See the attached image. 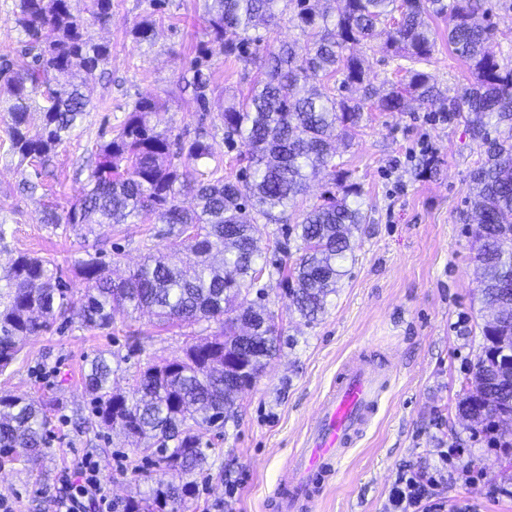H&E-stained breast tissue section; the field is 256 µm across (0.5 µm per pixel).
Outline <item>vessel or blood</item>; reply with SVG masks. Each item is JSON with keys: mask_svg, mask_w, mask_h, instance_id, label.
<instances>
[{"mask_svg": "<svg viewBox=\"0 0 512 512\" xmlns=\"http://www.w3.org/2000/svg\"><path fill=\"white\" fill-rule=\"evenodd\" d=\"M395 374L394 364L364 357L341 368L274 490V512H314L326 480L363 436Z\"/></svg>", "mask_w": 512, "mask_h": 512, "instance_id": "1", "label": "vessel or blood"}]
</instances>
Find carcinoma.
Wrapping results in <instances>:
<instances>
[{
	"instance_id": "1",
	"label": "carcinoma",
	"mask_w": 512,
	"mask_h": 512,
	"mask_svg": "<svg viewBox=\"0 0 512 512\" xmlns=\"http://www.w3.org/2000/svg\"><path fill=\"white\" fill-rule=\"evenodd\" d=\"M281 2L204 0L210 42L227 58L249 61L252 47L262 41L251 31L275 23L283 13ZM332 2L331 13L315 10L309 0H288L290 21L302 39L269 51L247 96L221 113L224 144L231 148L238 138L250 147L236 180L214 171L209 179L190 180L182 159L216 160L215 142L202 126L191 139L156 130L149 115L158 103L145 100L95 152L83 197L64 216L48 204L39 217L42 224H67L86 233L96 224H143L156 217L177 229L172 248L189 254L184 264L153 256L115 282L98 255L90 254L79 264L86 287L76 302L48 258L20 255L4 276L1 371L27 340L75 309L93 330L108 329L117 316L144 308L162 326L222 320L221 335L191 344L183 357L161 365L146 362L125 394L112 390L116 369L110 359L100 353L90 361L84 382L95 420L89 424L154 440L153 465L172 476L131 500L127 512H180L190 485L175 478L206 465L205 434L224 427L234 414L230 385H250L280 350L275 313L247 302L242 293H250L261 276L276 275L286 285L288 309L309 321L325 312L353 258L352 230L366 223L361 189L346 182L336 161L335 137L353 139L363 128L364 112H404L410 99L429 112L431 122L463 123L486 145L485 157L467 175L466 199L482 224L475 255L481 299L496 318L482 328L485 354L466 379L458 411L471 427L495 433V447L512 448V431L505 428V422L512 423V67L488 50L496 37L489 9L484 0ZM87 11L106 25L112 0H88ZM437 18L448 21V49L468 68L467 83L456 90L442 88L423 69L443 45L432 26ZM13 20L27 40L19 54L0 57V83L12 94L11 148L19 164L43 165L92 106L91 91L74 81L75 70L93 72L108 64L111 52L88 36L85 19L71 10L70 0H15ZM154 29V22L144 19L132 35L149 41ZM384 29L399 79L385 78L382 90L367 86L361 98L336 97L329 81L343 88L363 84L356 47ZM205 58L201 53L193 82L204 110L214 92L210 74L203 72ZM33 109L42 114L38 127L29 122ZM320 172L336 191H326L323 203L302 211L301 220L287 227L286 241L276 242V250L287 253L295 243L298 258L290 268L269 261L257 247L259 236L268 225L284 223ZM186 189L196 199L192 210L179 200ZM47 425L45 405L1 396L0 457L19 454L37 463L45 455Z\"/></svg>"
}]
</instances>
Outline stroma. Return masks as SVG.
I'll return each mask as SVG.
<instances>
[{
  "mask_svg": "<svg viewBox=\"0 0 512 512\" xmlns=\"http://www.w3.org/2000/svg\"><path fill=\"white\" fill-rule=\"evenodd\" d=\"M203 0H112L107 25L89 22L92 38L107 43L104 71L85 75L94 107L71 139L51 158L42 190L19 191L34 179V167H20L4 119L11 95L0 88V277L12 260L29 253L53 260L74 294L85 282L78 265L100 253L123 276L143 258L168 251L171 237L158 221L105 224L94 233L39 223L47 202L66 212L88 189L73 170L131 112L135 101L158 102V130L182 134L204 122L223 140L221 114L228 99L246 96L258 65L225 58L212 44L201 19ZM155 22V36L136 42L133 26ZM207 48L214 92L201 112L189 85L200 48ZM484 148L465 125H435L419 108L368 113L351 145H339L338 160L349 182L362 190L370 221L353 236L355 262L329 298L325 312L309 323L289 312L277 280L261 278L265 304L278 315L285 344L262 375L239 393L223 435L209 436L207 464L188 477L192 490L181 512H270L275 489L292 448L329 389L339 365L361 353L399 367L374 425L340 468L317 512H392L390 494L408 464L433 469L440 449L458 447L448 464L470 466L468 477L439 490L441 512H512V497L494 494L512 484V450L494 448L458 415L461 386L485 351L481 327L489 317L476 280L475 239L463 221L466 178ZM433 165H426L427 154ZM220 330L216 321L159 326L149 312L116 319L107 330L84 327L77 315L55 322L28 340L17 360L0 373V396L11 394L46 403L50 424L47 452L37 464L0 470V498L14 512H53L60 473L83 456L99 464L114 502L147 493L160 470L134 449V440L84 427L91 404L84 370L96 353L120 364L117 388L131 384L145 362L182 357L200 338Z\"/></svg>",
  "mask_w": 512,
  "mask_h": 512,
  "instance_id": "stroma-1",
  "label": "stroma"
}]
</instances>
